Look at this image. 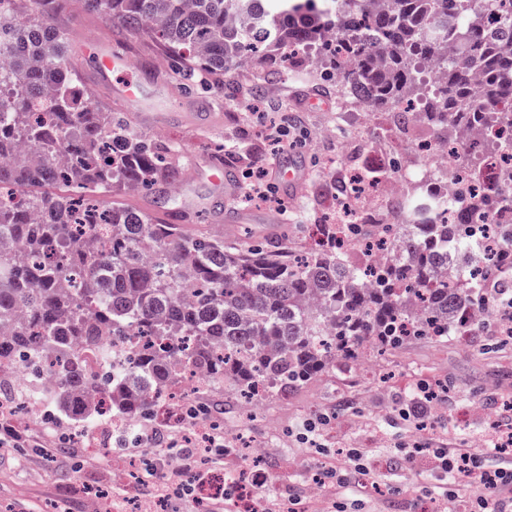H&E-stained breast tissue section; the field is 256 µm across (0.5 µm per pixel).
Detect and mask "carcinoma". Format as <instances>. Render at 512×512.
Wrapping results in <instances>:
<instances>
[{"label": "carcinoma", "instance_id": "obj_1", "mask_svg": "<svg viewBox=\"0 0 512 512\" xmlns=\"http://www.w3.org/2000/svg\"><path fill=\"white\" fill-rule=\"evenodd\" d=\"M0 0V365L17 359L31 372H54L56 388L33 395L56 403L80 432L115 412L133 424L159 415L156 392L179 365L206 373L216 388L261 399L298 389L324 372L348 368L369 351L392 350L416 337L453 334L451 318L476 306L479 281L450 288L451 259L486 276L491 266L467 235V223L432 224L433 198L416 193L404 208L413 223L393 224L375 245L383 264L358 269L330 246L302 255L261 238L237 246L224 237L189 234L136 208L108 201L112 192L158 194L178 175L164 144L142 138L110 112L92 109L55 26L69 0ZM112 27L150 32L172 60L203 73L250 64L284 72L306 47L336 76L350 104L398 111L409 96L441 132L448 122L481 114L486 145L505 147L512 132V23L486 28L489 12L512 15V0H82ZM55 186L56 193L41 187ZM512 203V173L483 195L468 196L472 214L493 220ZM108 333L142 344L115 370L89 378L80 350ZM108 390L112 406L92 412L79 396ZM189 413L215 415L196 393Z\"/></svg>", "mask_w": 512, "mask_h": 512}]
</instances>
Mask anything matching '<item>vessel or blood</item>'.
I'll use <instances>...</instances> for the list:
<instances>
[{
	"label": "vessel or blood",
	"mask_w": 512,
	"mask_h": 512,
	"mask_svg": "<svg viewBox=\"0 0 512 512\" xmlns=\"http://www.w3.org/2000/svg\"><path fill=\"white\" fill-rule=\"evenodd\" d=\"M93 53L97 61L94 73L107 86L111 98L120 106L132 108L139 120H146L151 106L146 101L142 86L128 76L131 65L129 55L116 49L107 51L99 46L94 48ZM269 171L275 183L288 189L290 194H299L304 187L305 174L298 157H291L286 162L275 161ZM202 177L210 183L214 196L222 204L225 221L230 224L243 221V214L233 205L237 195L236 182L230 167L219 158L201 160L186 174L180 192V213L186 217L196 214L198 206L191 199L190 190Z\"/></svg>",
	"instance_id": "b4317fda"
}]
</instances>
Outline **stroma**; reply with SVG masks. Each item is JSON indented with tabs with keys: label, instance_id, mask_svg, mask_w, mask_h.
I'll list each match as a JSON object with an SVG mask.
<instances>
[{
	"label": "stroma",
	"instance_id": "35a3bbf8",
	"mask_svg": "<svg viewBox=\"0 0 512 512\" xmlns=\"http://www.w3.org/2000/svg\"><path fill=\"white\" fill-rule=\"evenodd\" d=\"M60 23L69 34L67 56L89 104L120 118L135 134L168 145V159L179 170L218 153L234 178H241L246 169L272 159L273 144L264 127L285 124L289 139L301 144L308 178L300 196H284L279 205L245 206V213L255 217L251 230L262 238L306 245L310 225L320 223L327 201L335 200L354 168L373 156L397 166L408 161L412 141L434 133L430 127L396 123L389 112L376 113L373 125L362 126L356 113L338 107L335 83L320 69L302 63L277 77L266 76L264 66L257 64L221 78L199 73L187 81L177 74L159 39L117 33L99 14L86 11L80 0H71ZM88 40L134 58L132 77L158 99L176 103L189 96L205 104L207 122H199L197 111L186 110L165 113L159 125L139 126L133 113L115 108L94 84L92 61L81 54ZM303 92L315 93L318 104L299 105L297 96ZM261 214L270 215L271 223L258 222ZM487 339L484 333L474 336L465 349L452 336L415 339L371 358L364 373L337 370L298 391L256 402L246 412L233 392L214 395L210 404L224 419V440L230 447L220 471L236 473L245 467L237 445L247 441L262 450L255 465L263 476L258 512H268L271 502L287 501L294 492L304 496L307 512H325L327 490L313 496L309 489L326 457L300 436L303 422L325 413L332 420L323 444L335 450L358 442L382 462L379 486L368 494L366 512H404L436 476L406 468L389 417L420 381L448 380L453 388L439 401L438 418L425 436L451 448L472 447L485 435L489 418L512 401V344L491 351ZM464 405L472 411L461 421L456 413ZM52 419L49 425L35 421L27 431L29 442L43 444V451L20 455L0 447V512H113L118 504L138 512L141 505L156 504L153 484L137 479V467L120 477L113 472L110 460L117 450L112 433L103 435L110 444L108 452L88 455L78 447H60L70 422L57 412Z\"/></svg>",
	"mask_w": 512,
	"mask_h": 512
}]
</instances>
